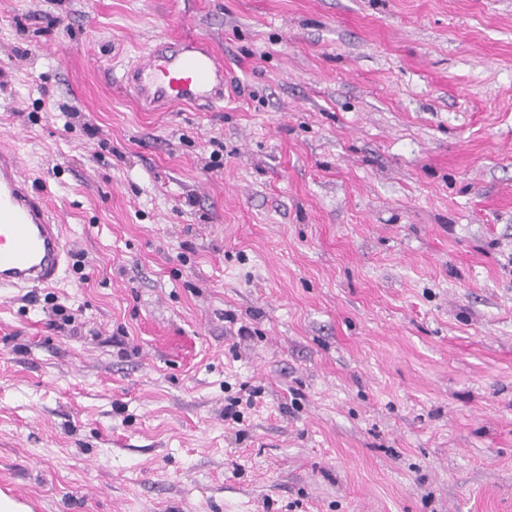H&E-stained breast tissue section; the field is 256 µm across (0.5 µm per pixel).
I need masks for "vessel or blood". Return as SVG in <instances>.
I'll use <instances>...</instances> for the list:
<instances>
[{
	"mask_svg": "<svg viewBox=\"0 0 512 512\" xmlns=\"http://www.w3.org/2000/svg\"><path fill=\"white\" fill-rule=\"evenodd\" d=\"M149 105H214L224 100V59L190 39L160 40L128 75ZM68 256L63 226L33 191L15 149L0 144V289L50 288Z\"/></svg>",
	"mask_w": 512,
	"mask_h": 512,
	"instance_id": "b4317fda",
	"label": "vessel or blood"
}]
</instances>
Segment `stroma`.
I'll return each instance as SVG.
<instances>
[{"label":"stroma","mask_w":512,"mask_h":512,"mask_svg":"<svg viewBox=\"0 0 512 512\" xmlns=\"http://www.w3.org/2000/svg\"><path fill=\"white\" fill-rule=\"evenodd\" d=\"M179 35L224 100L146 111ZM0 141L73 254L0 290V493L512 512V0H0Z\"/></svg>","instance_id":"stroma-1"}]
</instances>
